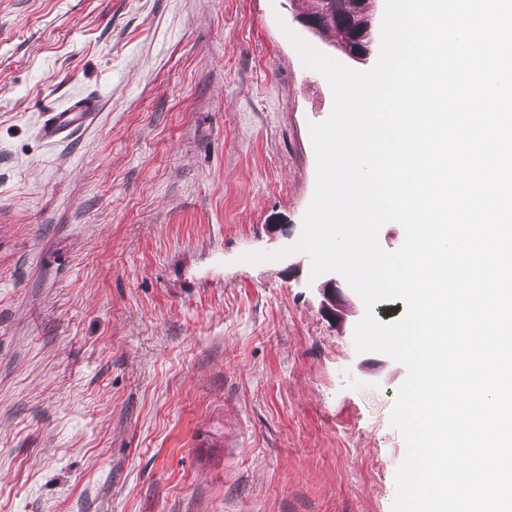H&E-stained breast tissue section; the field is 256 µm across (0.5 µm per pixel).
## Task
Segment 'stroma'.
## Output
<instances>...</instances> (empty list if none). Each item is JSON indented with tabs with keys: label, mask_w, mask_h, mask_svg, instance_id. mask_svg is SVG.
<instances>
[{
	"label": "stroma",
	"mask_w": 512,
	"mask_h": 512,
	"mask_svg": "<svg viewBox=\"0 0 512 512\" xmlns=\"http://www.w3.org/2000/svg\"><path fill=\"white\" fill-rule=\"evenodd\" d=\"M312 5L0 0V512H391L407 369L275 257L333 105L289 36L344 58ZM99 106L98 98L85 96L44 112L39 135L48 144L72 138L94 122Z\"/></svg>",
	"instance_id": "obj_1"
}]
</instances>
